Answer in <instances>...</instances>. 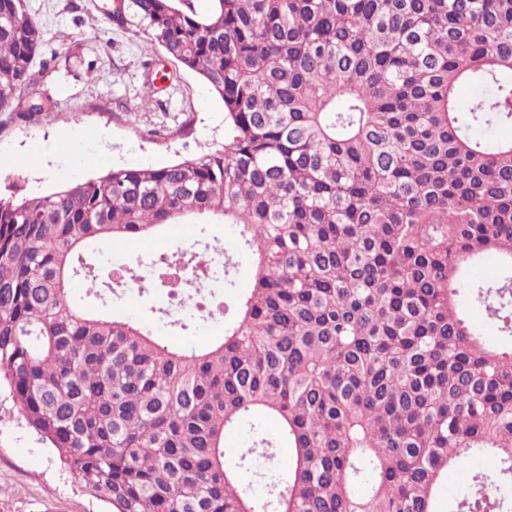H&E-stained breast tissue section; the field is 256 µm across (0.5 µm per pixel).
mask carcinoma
Returning a JSON list of instances; mask_svg holds the SVG:
<instances>
[{
    "mask_svg": "<svg viewBox=\"0 0 512 512\" xmlns=\"http://www.w3.org/2000/svg\"><path fill=\"white\" fill-rule=\"evenodd\" d=\"M210 2L112 0L108 20L205 80L223 149L0 197V383L112 512H436L438 485L484 455L499 467L460 504L512 512V347L469 319L512 338V139L488 136L512 125V0ZM45 43L23 0H0V112L55 107L22 97ZM168 224H229L251 260L207 348L70 298L103 286L84 249ZM172 274L160 259L153 285L176 298ZM277 440L288 474L255 498ZM251 436L248 422L241 423L235 429L226 433L224 437V453L227 459H235L239 451L235 448H247V442Z\"/></svg>",
    "mask_w": 512,
    "mask_h": 512,
    "instance_id": "cac0c4a2",
    "label": "carcinoma"
}]
</instances>
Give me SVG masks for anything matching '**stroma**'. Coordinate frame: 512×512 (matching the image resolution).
Segmentation results:
<instances>
[{"label": "stroma", "mask_w": 512, "mask_h": 512, "mask_svg": "<svg viewBox=\"0 0 512 512\" xmlns=\"http://www.w3.org/2000/svg\"><path fill=\"white\" fill-rule=\"evenodd\" d=\"M109 0H25L43 25L47 43L33 70L41 88L58 105L49 117L24 121L0 112V195L30 197L83 182L115 166H164L224 144V107L203 80L183 69L144 36L112 26L105 15ZM90 158L101 167L87 166ZM156 244L103 243L84 256L101 272L130 268L134 281L104 293L87 295L75 281L72 299L105 315L140 321L171 350L210 345L224 335L226 319H193V300L179 303L151 287L160 255L195 251L216 277L205 292L225 301L252 286L247 258L236 260L231 280L222 276L223 252L232 251L234 231L227 224H186L180 234L163 229ZM0 512H107L60 465L54 449L39 442L24 425L7 386H0Z\"/></svg>", "instance_id": "obj_1"}]
</instances>
